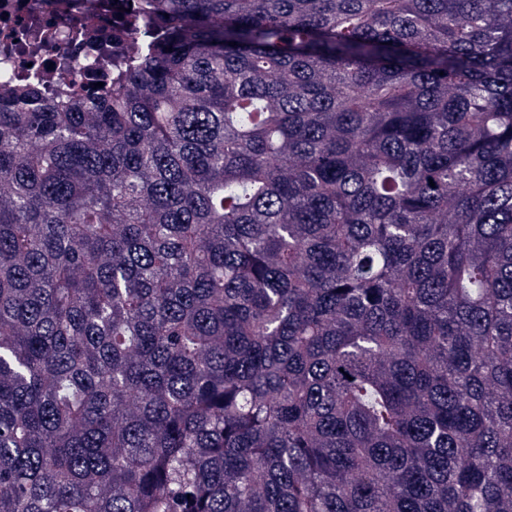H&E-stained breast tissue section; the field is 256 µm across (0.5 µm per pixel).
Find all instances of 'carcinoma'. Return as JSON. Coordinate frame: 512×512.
I'll list each match as a JSON object with an SVG mask.
<instances>
[{"instance_id":"obj_1","label":"carcinoma","mask_w":512,"mask_h":512,"mask_svg":"<svg viewBox=\"0 0 512 512\" xmlns=\"http://www.w3.org/2000/svg\"><path fill=\"white\" fill-rule=\"evenodd\" d=\"M124 36L0 59V512H512V0Z\"/></svg>"}]
</instances>
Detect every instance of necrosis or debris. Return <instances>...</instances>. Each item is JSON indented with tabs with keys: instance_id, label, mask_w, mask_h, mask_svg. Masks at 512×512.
<instances>
[{
	"instance_id": "necrosis-or-debris-1",
	"label": "necrosis or debris",
	"mask_w": 512,
	"mask_h": 512,
	"mask_svg": "<svg viewBox=\"0 0 512 512\" xmlns=\"http://www.w3.org/2000/svg\"><path fill=\"white\" fill-rule=\"evenodd\" d=\"M128 0H0V57L18 79L41 75L55 85L63 53L112 58V32Z\"/></svg>"
}]
</instances>
